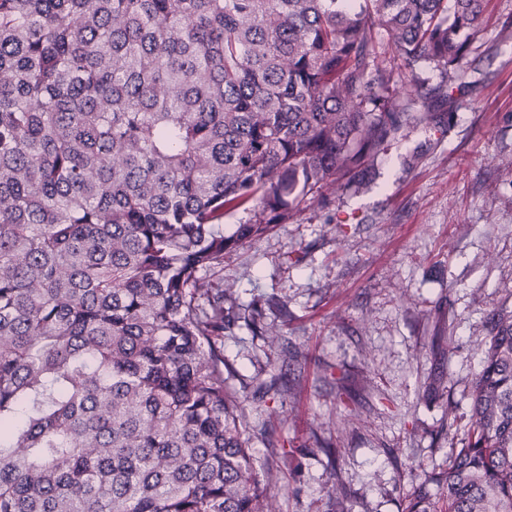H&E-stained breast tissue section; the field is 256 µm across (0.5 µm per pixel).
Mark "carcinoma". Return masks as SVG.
<instances>
[{"label":"carcinoma","instance_id":"carcinoma-1","mask_svg":"<svg viewBox=\"0 0 512 512\" xmlns=\"http://www.w3.org/2000/svg\"><path fill=\"white\" fill-rule=\"evenodd\" d=\"M486 0H0V512H271L207 274L374 161ZM251 218L226 237L224 214ZM405 512H512V314ZM395 78H397V73H400L401 79L404 82V90H413V78L417 81V83L423 86V90L427 91L439 85L441 81V75L439 70L434 67L433 64H423L421 65L415 73V77H412L411 72L406 69L400 60L395 61ZM400 66V67H399ZM399 67V68H397Z\"/></svg>","mask_w":512,"mask_h":512}]
</instances>
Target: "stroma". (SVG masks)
<instances>
[{"label":"stroma","mask_w":512,"mask_h":512,"mask_svg":"<svg viewBox=\"0 0 512 512\" xmlns=\"http://www.w3.org/2000/svg\"><path fill=\"white\" fill-rule=\"evenodd\" d=\"M512 0H486L463 60L426 124L322 189L264 237L226 250L232 284L220 346L245 400L274 512H402L446 468L470 414L476 344L512 311ZM284 338L269 347L266 334ZM278 440L275 448L267 439Z\"/></svg>","instance_id":"obj_1"}]
</instances>
